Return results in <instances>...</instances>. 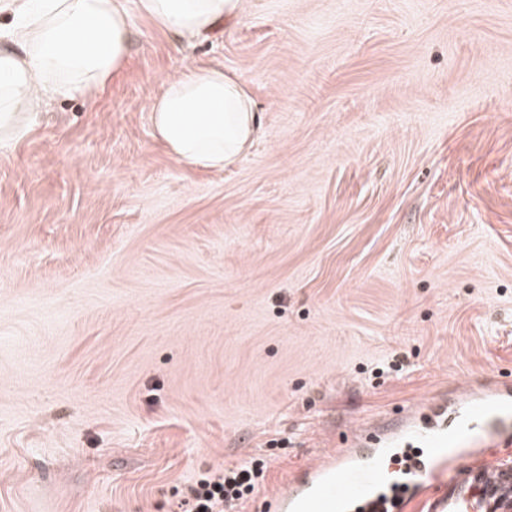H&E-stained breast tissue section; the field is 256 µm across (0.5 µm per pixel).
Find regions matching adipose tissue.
Masks as SVG:
<instances>
[{"mask_svg":"<svg viewBox=\"0 0 512 512\" xmlns=\"http://www.w3.org/2000/svg\"><path fill=\"white\" fill-rule=\"evenodd\" d=\"M134 10L157 30L190 39L238 20L244 0H0L12 18L0 46V142L24 134L48 101L105 87L127 60ZM149 111L170 155L204 169L234 163L260 130L245 84L220 65H186Z\"/></svg>","mask_w":512,"mask_h":512,"instance_id":"ef3b65f1","label":"adipose tissue"}]
</instances>
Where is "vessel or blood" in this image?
Segmentation results:
<instances>
[{"instance_id":"1","label":"vessel or blood","mask_w":512,"mask_h":512,"mask_svg":"<svg viewBox=\"0 0 512 512\" xmlns=\"http://www.w3.org/2000/svg\"><path fill=\"white\" fill-rule=\"evenodd\" d=\"M434 422L408 416L363 434L288 480L273 512H408L425 497L428 512H512V465L475 462L474 450L449 454L448 428L475 426L486 446L512 442V385L491 384Z\"/></svg>"}]
</instances>
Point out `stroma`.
<instances>
[{"label":"stroma","instance_id":"stroma-1","mask_svg":"<svg viewBox=\"0 0 512 512\" xmlns=\"http://www.w3.org/2000/svg\"><path fill=\"white\" fill-rule=\"evenodd\" d=\"M189 63L248 86L224 170L148 106ZM512 383V0H247L0 144V512H236L432 397ZM265 462L251 460L236 468H224L200 478L188 488L183 504L186 512H223L252 495L264 473Z\"/></svg>","mask_w":512,"mask_h":512}]
</instances>
